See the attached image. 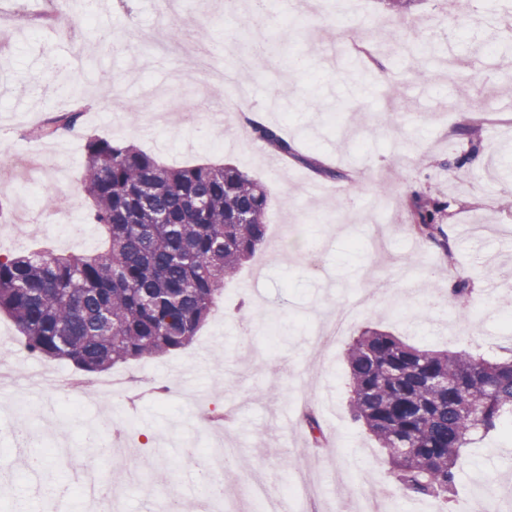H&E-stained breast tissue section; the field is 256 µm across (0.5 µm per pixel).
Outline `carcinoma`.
Segmentation results:
<instances>
[{"label": "carcinoma", "instance_id": "cac0c4a2", "mask_svg": "<svg viewBox=\"0 0 512 512\" xmlns=\"http://www.w3.org/2000/svg\"><path fill=\"white\" fill-rule=\"evenodd\" d=\"M82 101L30 129L33 140L72 130ZM253 135L285 159L326 179L347 174L301 153L281 129L246 119ZM461 169L485 149L477 124L458 128ZM83 189L90 221L108 236L91 256L0 254V311L40 358L85 373L190 345L207 321L224 279L263 246L268 189L232 164L167 167L137 146L92 138ZM455 197L413 191L403 202L411 233L453 261L449 220ZM475 282L459 275L462 301ZM349 409L386 450L397 482L419 497L453 495L468 448L512 418V355L411 345L368 328L349 345Z\"/></svg>", "mask_w": 512, "mask_h": 512}]
</instances>
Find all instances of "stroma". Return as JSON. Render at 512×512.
Wrapping results in <instances>:
<instances>
[{"mask_svg":"<svg viewBox=\"0 0 512 512\" xmlns=\"http://www.w3.org/2000/svg\"><path fill=\"white\" fill-rule=\"evenodd\" d=\"M51 0H0V151L37 157L26 177L0 167V253L48 247L91 256L103 248L88 218L82 189L86 145L99 137L134 143L173 166L232 163L269 191L268 241L224 283V293L187 348L122 363L113 374L138 379L136 400L94 392L66 399L32 392L22 337L0 313V338L16 344L0 374V429L12 424L41 435L19 446L0 439L10 458L42 454L67 509L91 512L56 444L83 454L93 433L113 431L148 488L123 496L121 512H155L160 501L200 502L197 472L211 465L214 436L232 463L225 482L227 512H264L245 499L249 483L285 494L299 469L329 473L308 512H357L375 487L385 488L390 512H473L482 487L497 512H512V438L484 436L465 456L452 502L418 498L397 484L385 452L353 420L347 349L366 326L410 342L487 357L512 347V23L485 27L492 9L512 14V0H412L407 10L388 0H309L304 12L280 7L254 19L250 0H179L173 20L206 29L214 74L201 86L183 55H159L169 23L158 0H93L53 15ZM172 20V21H173ZM133 43L106 53L107 39ZM254 44L270 47L266 71L242 68ZM368 47L375 63L358 47ZM81 98L87 109L62 137L34 141L28 130L46 114ZM261 112L306 154L347 171L309 194L315 174L299 164L280 175L278 156L239 123L241 105ZM478 106L486 134L483 154L470 161L452 219L454 262L440 259L406 230L403 199L412 190L444 189L443 163L459 152L453 131L465 108ZM17 235L22 246L11 244ZM435 282H427V275ZM466 274L477 294L467 306L448 300L453 276ZM360 302L361 312L330 357L311 339L337 308ZM176 384L172 396L148 393L150 380ZM38 408L18 418L13 400ZM306 398L326 435L310 444L300 418ZM233 407L232 421L206 425L204 416ZM13 494L0 512H61L42 497L22 466L0 469Z\"/></svg>","mask_w":512,"mask_h":512,"instance_id":"stroma-1","label":"stroma"}]
</instances>
